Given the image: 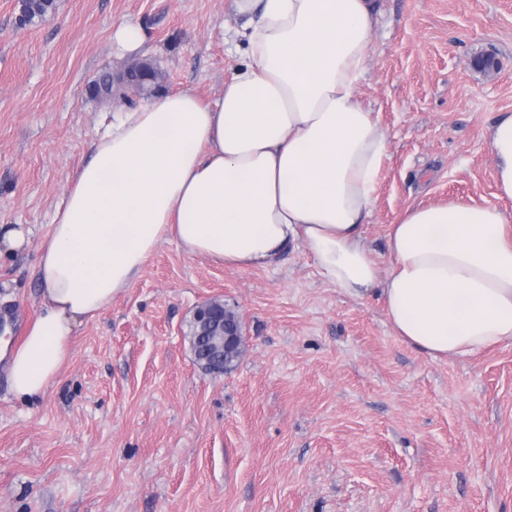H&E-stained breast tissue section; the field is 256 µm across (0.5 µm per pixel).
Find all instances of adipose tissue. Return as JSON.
Returning <instances> with one entry per match:
<instances>
[{"label":"adipose tissue","mask_w":512,"mask_h":512,"mask_svg":"<svg viewBox=\"0 0 512 512\" xmlns=\"http://www.w3.org/2000/svg\"><path fill=\"white\" fill-rule=\"evenodd\" d=\"M247 59L202 104L192 89L117 113L92 144L40 245L41 307L0 344L11 392L56 381L79 326L142 272L161 242L248 270L299 244L321 275L378 293L396 336L432 360L512 345V223L457 202L406 211L381 271L362 228L388 154L359 101L374 0H238ZM497 186L512 198V114L490 130Z\"/></svg>","instance_id":"obj_1"}]
</instances>
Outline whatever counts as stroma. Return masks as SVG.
I'll return each instance as SVG.
<instances>
[{"instance_id": "1", "label": "stroma", "mask_w": 512, "mask_h": 512, "mask_svg": "<svg viewBox=\"0 0 512 512\" xmlns=\"http://www.w3.org/2000/svg\"><path fill=\"white\" fill-rule=\"evenodd\" d=\"M357 96L388 136L364 227L387 235L419 204L498 207L488 132L512 113V0H376ZM0 0V338L40 307L39 247L56 207L126 104L95 96L105 71L152 60L162 92L224 91L241 55L234 0H57L21 22ZM125 24L142 42L116 39ZM493 55L484 72L475 57ZM218 298L241 322L229 372L197 365L189 332ZM0 512H512V346L445 362L355 300L304 248L237 270L162 243L84 323L34 402L0 363Z\"/></svg>"}]
</instances>
